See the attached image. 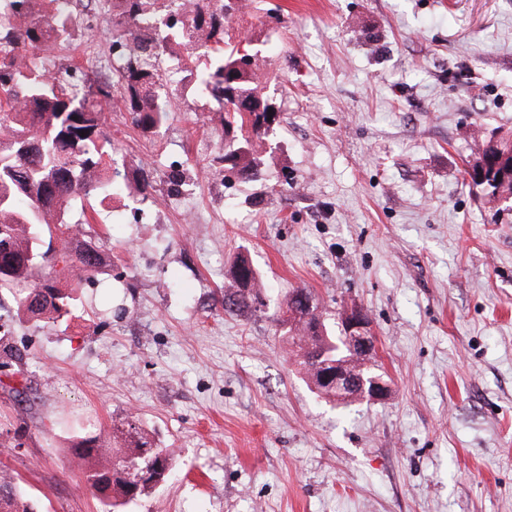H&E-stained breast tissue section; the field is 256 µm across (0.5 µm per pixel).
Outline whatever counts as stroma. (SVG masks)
<instances>
[{"label": "stroma", "instance_id": "obj_1", "mask_svg": "<svg viewBox=\"0 0 512 512\" xmlns=\"http://www.w3.org/2000/svg\"><path fill=\"white\" fill-rule=\"evenodd\" d=\"M230 33L283 117L261 180L213 176L197 84L150 132L113 89L117 159L154 189L72 201L105 266L68 322L0 304V474L107 512L69 447L135 418L176 457L127 512H512V200L464 177L512 133V0H252ZM242 253L257 313L224 309ZM297 288L330 331L366 313L385 400L317 395L279 322Z\"/></svg>", "mask_w": 512, "mask_h": 512}]
</instances>
